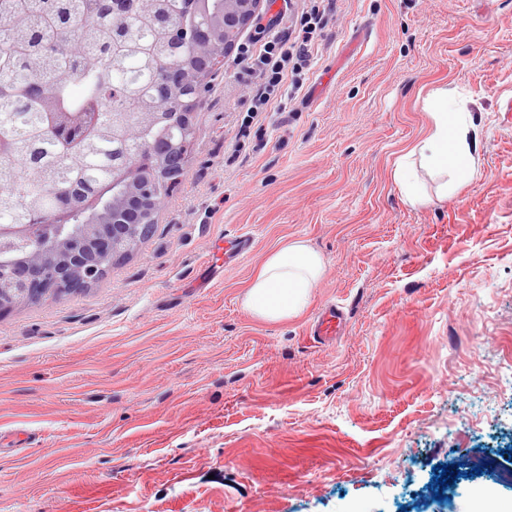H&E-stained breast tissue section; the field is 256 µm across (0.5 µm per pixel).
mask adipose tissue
Returning <instances> with one entry per match:
<instances>
[{
  "label": "adipose tissue",
  "mask_w": 512,
  "mask_h": 512,
  "mask_svg": "<svg viewBox=\"0 0 512 512\" xmlns=\"http://www.w3.org/2000/svg\"><path fill=\"white\" fill-rule=\"evenodd\" d=\"M435 110L424 137L411 146L392 172L408 204L422 203L419 171L437 177L438 198L448 196L449 183H462L476 173L473 129L459 118L460 106L453 90L436 89ZM326 272L322 256L305 242L292 240L269 254L248 284L243 306L254 317L280 323L302 315L312 291Z\"/></svg>",
  "instance_id": "ef3b65f1"
}]
</instances>
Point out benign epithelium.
Listing matches in <instances>:
<instances>
[{"mask_svg": "<svg viewBox=\"0 0 512 512\" xmlns=\"http://www.w3.org/2000/svg\"><path fill=\"white\" fill-rule=\"evenodd\" d=\"M264 0L192 2L182 30L190 52L165 66L160 95L182 108L145 142L147 159L113 174V192L78 203L64 197L46 223L0 224V309L88 289L141 240L139 228L156 223L164 198L176 188L195 139V117L225 56L238 45Z\"/></svg>", "mask_w": 512, "mask_h": 512, "instance_id": "1", "label": "benign epithelium"}]
</instances>
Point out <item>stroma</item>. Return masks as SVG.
Segmentation results:
<instances>
[{
    "label": "stroma",
    "instance_id": "35a3bbf8",
    "mask_svg": "<svg viewBox=\"0 0 512 512\" xmlns=\"http://www.w3.org/2000/svg\"><path fill=\"white\" fill-rule=\"evenodd\" d=\"M275 0L243 41L285 32ZM285 111L238 55L154 233L88 290L0 312V512H473L512 502V0H332ZM455 89L476 174L408 205L396 160ZM252 239L213 269L218 238ZM302 239L298 318L242 305ZM335 341L307 331L327 305ZM459 476L434 500V466Z\"/></svg>",
    "mask_w": 512,
    "mask_h": 512
}]
</instances>
